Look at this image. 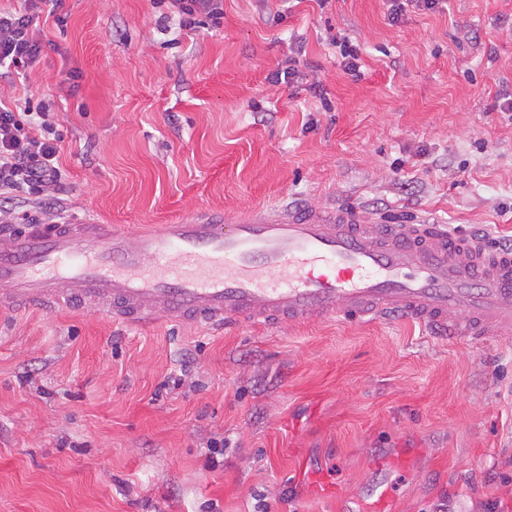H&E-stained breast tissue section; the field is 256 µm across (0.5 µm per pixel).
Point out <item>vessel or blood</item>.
<instances>
[{"label":"vessel or blood","instance_id":"1","mask_svg":"<svg viewBox=\"0 0 512 512\" xmlns=\"http://www.w3.org/2000/svg\"><path fill=\"white\" fill-rule=\"evenodd\" d=\"M0 304L221 326L402 315L455 338L512 335V251L420 216L281 204L128 234L87 217L0 229Z\"/></svg>","mask_w":512,"mask_h":512}]
</instances>
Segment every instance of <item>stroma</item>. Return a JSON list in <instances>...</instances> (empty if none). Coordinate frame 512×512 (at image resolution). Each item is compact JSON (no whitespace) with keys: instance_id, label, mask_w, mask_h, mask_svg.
Segmentation results:
<instances>
[{"instance_id":"obj_1","label":"stroma","mask_w":512,"mask_h":512,"mask_svg":"<svg viewBox=\"0 0 512 512\" xmlns=\"http://www.w3.org/2000/svg\"><path fill=\"white\" fill-rule=\"evenodd\" d=\"M47 0L49 47L0 103L50 116L56 199L137 232L287 203L431 216L512 245V0ZM361 56L346 74L331 40ZM295 65V87L269 82ZM324 96L316 98L312 83ZM224 453L211 458V440ZM387 512L512 505V337L405 319L126 329L99 310L0 306V512ZM173 12L183 17L186 27L195 24V20H191L197 14H204L215 24H220L224 11L221 8V0H169L168 1ZM443 0H388V19L392 24H397L404 16L407 6H413L421 11L435 12L442 7L439 6Z\"/></svg>"}]
</instances>
